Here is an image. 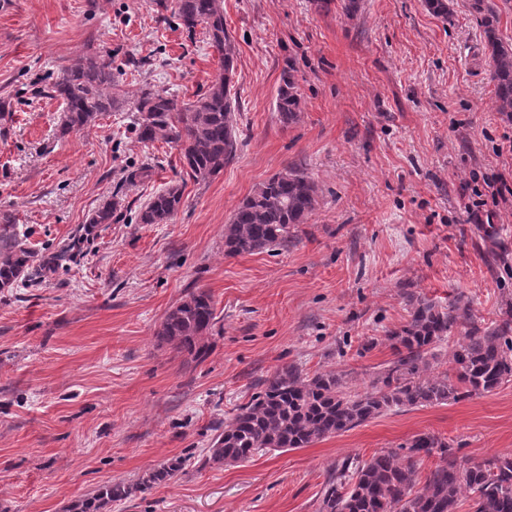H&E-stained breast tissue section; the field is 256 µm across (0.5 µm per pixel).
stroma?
Listing matches in <instances>:
<instances>
[{
    "mask_svg": "<svg viewBox=\"0 0 512 512\" xmlns=\"http://www.w3.org/2000/svg\"><path fill=\"white\" fill-rule=\"evenodd\" d=\"M237 47L241 145L196 180L180 151L129 127L145 88L195 101L222 74L204 28L158 0H0V210L46 253L111 198L85 254L35 285L0 291V512H67L103 483L205 453L216 426L281 366L369 385L390 360L407 294L470 304L485 328L512 319V209L472 224V176L512 170V123L494 106L484 34L468 0L449 19L422 0H223ZM112 60L118 109L63 132L48 89L75 59ZM294 69L300 116L276 109ZM147 167L149 179L129 181ZM303 171L319 198L287 249L224 251V226L271 176ZM165 224L140 209L168 186ZM89 226V225H88ZM209 291L218 322L204 362L159 343L165 314ZM430 432L481 463L512 455V382L403 408L305 448L188 467L111 512H317L329 472ZM183 193L177 186L157 192L139 213L141 224H162L169 221L182 203Z\"/></svg>",
    "mask_w": 512,
    "mask_h": 512,
    "instance_id": "stroma-1",
    "label": "stroma"
}]
</instances>
